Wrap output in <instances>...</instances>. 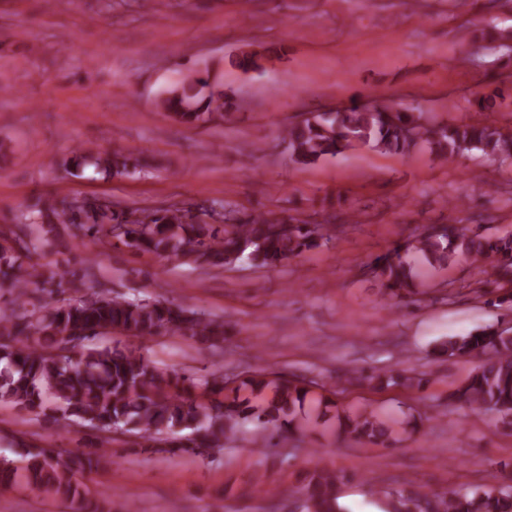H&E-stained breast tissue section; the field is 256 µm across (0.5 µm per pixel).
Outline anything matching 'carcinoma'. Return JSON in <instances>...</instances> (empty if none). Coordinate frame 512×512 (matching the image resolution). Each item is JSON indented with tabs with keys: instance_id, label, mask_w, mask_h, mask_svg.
<instances>
[{
	"instance_id": "cac0c4a2",
	"label": "carcinoma",
	"mask_w": 512,
	"mask_h": 512,
	"mask_svg": "<svg viewBox=\"0 0 512 512\" xmlns=\"http://www.w3.org/2000/svg\"><path fill=\"white\" fill-rule=\"evenodd\" d=\"M209 76L187 74L166 89L156 107L179 123L194 125L223 107L220 98L206 91ZM426 140L444 162L472 150L502 164L512 165V129L492 125L422 123V114L397 112L375 100L373 109L353 106L336 112L313 113L284 129L282 142L291 159L307 166L324 158H337L357 144H372L386 152L404 153ZM75 174L88 166L104 175H118L137 167L138 161L122 153L84 148L71 160ZM192 206L143 210L134 218H119L112 207L83 201L39 200L18 217L20 233H12L15 246H0V281L9 283L14 303L22 308L0 312V404L18 407L36 416L50 400L60 414L61 428L73 424L97 433L95 452L29 447L17 459H0V484L23 483L47 499L69 500L74 512H102L85 499L77 475L99 467L109 457L111 433L131 432L153 444L173 448H222L240 427L253 420L267 432L263 446L275 448L285 433L298 429L295 415L307 392L288 381L253 374L231 386L222 375L200 380L145 360L136 351L118 345L97 346L75 356L72 338L94 339L103 330H117L139 339L162 332L224 336V323L187 314L166 302L133 303L92 293L81 300L24 308L31 292L44 290L46 280L24 259L43 246V239L25 233L30 225L69 224L74 238L119 231L128 246L161 257H190L195 262L231 265L243 258L258 267H274L327 242L318 225L294 217L260 213L235 222L224 213V224L192 221ZM404 250L431 267H445L460 259L473 265L493 264L496 283L512 302V233L489 235L480 228L450 227L445 233H422L405 242ZM393 296L415 291V267L401 259L399 249L368 264ZM438 354L448 358H482L468 378L448 394L471 410H496L503 426L512 431V336L488 327L440 342ZM379 386L419 389L424 378L402 370L356 377ZM343 432L370 446L386 447L392 440L390 422L367 407L340 420ZM190 430L187 442L175 430ZM336 476L311 474L304 487V512H342L335 491ZM389 512H512V485L498 477L470 494L427 493L404 486L386 493Z\"/></svg>"
}]
</instances>
